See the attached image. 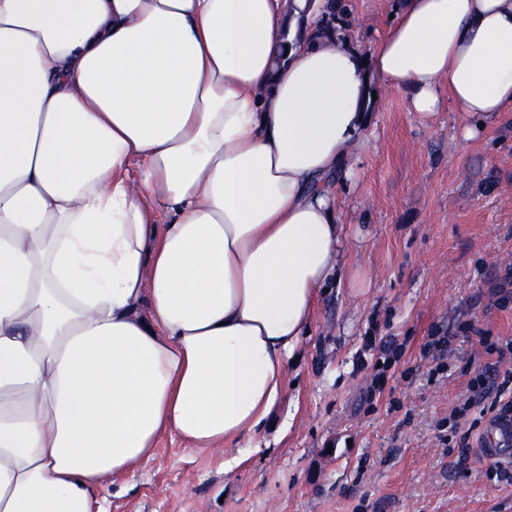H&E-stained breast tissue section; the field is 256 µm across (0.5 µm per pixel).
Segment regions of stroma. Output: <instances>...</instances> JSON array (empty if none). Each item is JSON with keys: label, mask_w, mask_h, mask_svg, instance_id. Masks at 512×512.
I'll return each instance as SVG.
<instances>
[{"label": "stroma", "mask_w": 512, "mask_h": 512, "mask_svg": "<svg viewBox=\"0 0 512 512\" xmlns=\"http://www.w3.org/2000/svg\"><path fill=\"white\" fill-rule=\"evenodd\" d=\"M391 6L350 0L344 25L372 45ZM373 90L348 171L324 180L341 281L322 292L280 400L250 438L193 450L162 436L149 464L92 487L103 512H512V481L476 445L490 413L448 427L476 373L506 371L472 332L512 340V297L488 304L512 269V121L466 141L453 105L424 119L405 89ZM434 333L454 351L432 376L421 348ZM371 336L395 337L400 362L383 368Z\"/></svg>", "instance_id": "obj_1"}]
</instances>
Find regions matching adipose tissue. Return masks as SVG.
<instances>
[{
  "label": "adipose tissue",
  "mask_w": 512,
  "mask_h": 512,
  "mask_svg": "<svg viewBox=\"0 0 512 512\" xmlns=\"http://www.w3.org/2000/svg\"><path fill=\"white\" fill-rule=\"evenodd\" d=\"M325 5L0 0V512H94L161 434L263 425L338 267L323 180L372 84L454 105L466 140L512 112V0H395L364 51L310 40Z\"/></svg>",
  "instance_id": "ef3b65f1"
}]
</instances>
